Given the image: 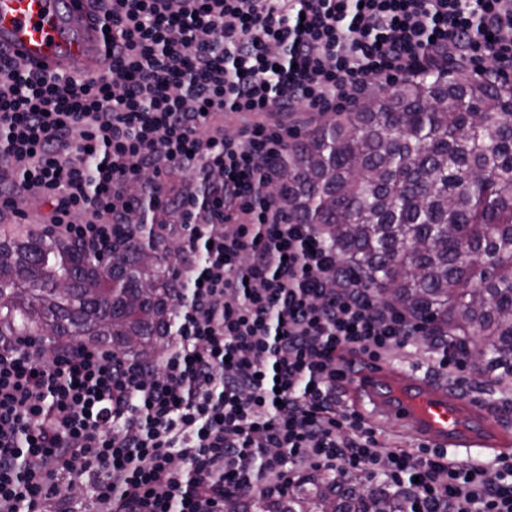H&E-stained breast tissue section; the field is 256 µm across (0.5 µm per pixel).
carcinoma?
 Here are the masks:
<instances>
[{
    "mask_svg": "<svg viewBox=\"0 0 512 512\" xmlns=\"http://www.w3.org/2000/svg\"><path fill=\"white\" fill-rule=\"evenodd\" d=\"M288 210L340 262L512 381V86L440 69L288 143ZM156 239L95 258L46 228L0 226V336L92 339L157 355L173 302ZM109 284V301L99 291ZM224 512H405L400 495L327 474Z\"/></svg>",
    "mask_w": 512,
    "mask_h": 512,
    "instance_id": "obj_1",
    "label": "carcinoma"
}]
</instances>
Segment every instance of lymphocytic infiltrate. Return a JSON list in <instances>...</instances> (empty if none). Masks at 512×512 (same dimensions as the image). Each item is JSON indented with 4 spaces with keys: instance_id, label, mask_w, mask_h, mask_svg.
Listing matches in <instances>:
<instances>
[{
    "instance_id": "lymphocytic-infiltrate-1",
    "label": "lymphocytic infiltrate",
    "mask_w": 512,
    "mask_h": 512,
    "mask_svg": "<svg viewBox=\"0 0 512 512\" xmlns=\"http://www.w3.org/2000/svg\"><path fill=\"white\" fill-rule=\"evenodd\" d=\"M100 72L0 56V219L39 217L102 256L148 199L173 326L143 361L0 336V512H224L300 474L382 480L417 512H512V458L389 448L338 408L342 353L428 340L279 195L288 119L359 105L434 61L512 77V0H94Z\"/></svg>"
}]
</instances>
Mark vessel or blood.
<instances>
[{
  "label": "vessel or blood",
  "mask_w": 512,
  "mask_h": 512,
  "mask_svg": "<svg viewBox=\"0 0 512 512\" xmlns=\"http://www.w3.org/2000/svg\"><path fill=\"white\" fill-rule=\"evenodd\" d=\"M0 51L38 73L85 75L102 69L106 45L90 0H0ZM341 389L373 429L390 427L461 458L476 448L512 455V434L487 405L417 373L358 359Z\"/></svg>",
  "instance_id": "b4317fda"
}]
</instances>
